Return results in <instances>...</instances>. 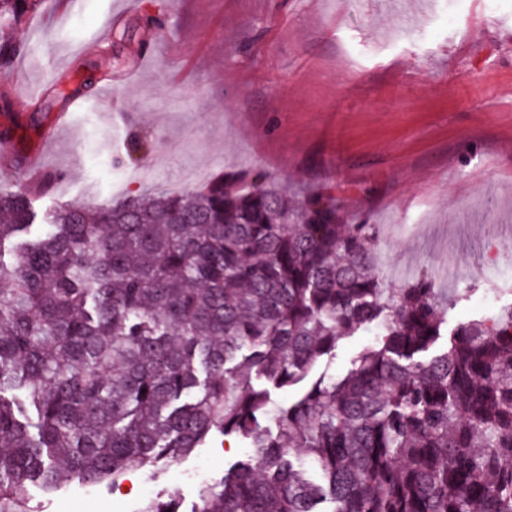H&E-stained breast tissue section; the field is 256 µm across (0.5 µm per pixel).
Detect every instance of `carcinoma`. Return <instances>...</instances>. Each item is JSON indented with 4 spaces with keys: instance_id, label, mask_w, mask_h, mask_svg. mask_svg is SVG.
<instances>
[{
    "instance_id": "cac0c4a2",
    "label": "carcinoma",
    "mask_w": 512,
    "mask_h": 512,
    "mask_svg": "<svg viewBox=\"0 0 512 512\" xmlns=\"http://www.w3.org/2000/svg\"><path fill=\"white\" fill-rule=\"evenodd\" d=\"M49 3L0 0V68ZM55 180L0 191V512H31L32 483L116 488L229 435L247 459L191 512H512V302L423 363L448 331L433 280L373 274L370 225L329 192L227 172L38 209ZM371 326L346 374L273 405Z\"/></svg>"
}]
</instances>
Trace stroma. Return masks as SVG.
I'll use <instances>...</instances> for the list:
<instances>
[{
	"label": "stroma",
	"instance_id": "1",
	"mask_svg": "<svg viewBox=\"0 0 512 512\" xmlns=\"http://www.w3.org/2000/svg\"><path fill=\"white\" fill-rule=\"evenodd\" d=\"M483 2L468 0L445 33L403 41L439 0H63L25 23L26 54L0 70L15 157L0 189L28 183L32 157L65 177L47 205L190 191L228 169L325 189L411 276L454 253L463 278L445 318L456 329L488 313V287L512 301V251L494 277L480 273L488 231L512 229V8ZM61 85L87 102L62 128ZM245 454L215 440L115 489L30 487L29 506L136 512L169 486L189 505Z\"/></svg>",
	"mask_w": 512,
	"mask_h": 512
}]
</instances>
